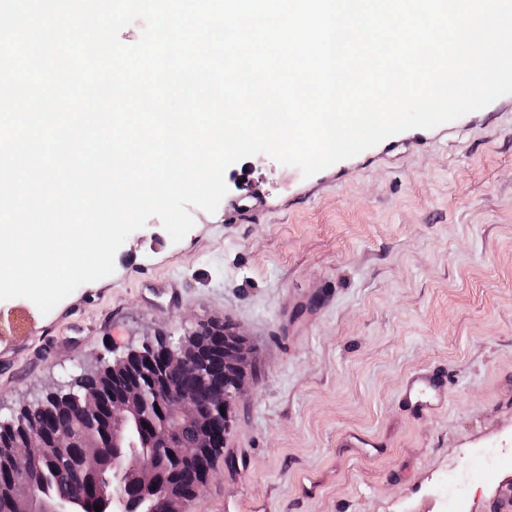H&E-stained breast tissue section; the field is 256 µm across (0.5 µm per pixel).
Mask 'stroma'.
Here are the masks:
<instances>
[{
  "label": "stroma",
  "instance_id": "obj_1",
  "mask_svg": "<svg viewBox=\"0 0 512 512\" xmlns=\"http://www.w3.org/2000/svg\"><path fill=\"white\" fill-rule=\"evenodd\" d=\"M224 179L182 240L150 218L50 312L0 301V420L221 321L254 374L192 512H494L512 494V100L309 177L258 154ZM422 370L448 374L425 418L402 397Z\"/></svg>",
  "mask_w": 512,
  "mask_h": 512
}]
</instances>
